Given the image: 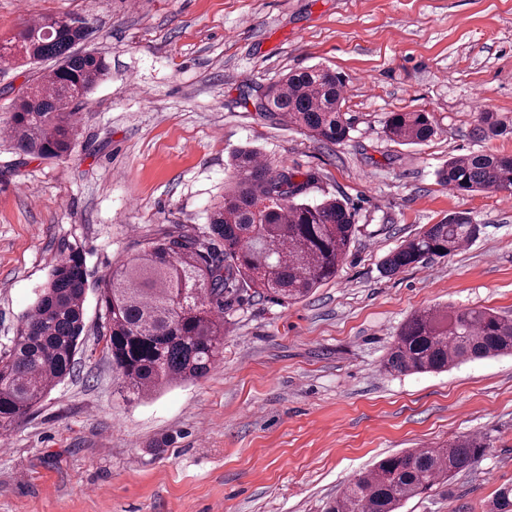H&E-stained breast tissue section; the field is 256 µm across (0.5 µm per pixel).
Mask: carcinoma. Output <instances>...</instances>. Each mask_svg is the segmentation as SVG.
Instances as JSON below:
<instances>
[{"label": "carcinoma", "mask_w": 512, "mask_h": 512, "mask_svg": "<svg viewBox=\"0 0 512 512\" xmlns=\"http://www.w3.org/2000/svg\"><path fill=\"white\" fill-rule=\"evenodd\" d=\"M89 36L80 18H44L0 40V63L18 57L52 68L28 81L14 101L6 136L16 153L43 159L68 155L77 139L88 95L108 74L95 52L76 46ZM345 79L330 67L294 70L256 95V111L308 131L324 144L348 137L342 112ZM386 136L401 144L428 141L427 112H393ZM512 129L491 112L478 114L477 135ZM237 182L209 216L203 234H166L103 279L100 304L112 371L122 388L148 398L176 383L204 377L221 360L224 312L253 291L290 303L336 277L357 232L338 198L309 203L308 182L275 170L252 149L232 157ZM459 192L512 193V156L485 151L451 158L438 170ZM480 225L463 214L432 224L405 240L385 261L395 274L444 257L476 240ZM224 252L214 251L215 239ZM85 258L71 250L53 268L22 317L17 336L0 354V430L17 424L72 372L85 329ZM512 354V318L486 308L424 309L411 314L391 345L384 367L397 374L442 372L472 359ZM483 438L460 436L435 448L391 454L350 482L329 512H398L478 462ZM492 512H512V487L500 488Z\"/></svg>", "instance_id": "cac0c4a2"}]
</instances>
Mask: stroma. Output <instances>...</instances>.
Returning <instances> with one entry per match:
<instances>
[{
	"label": "stroma",
	"instance_id": "35a3bbf8",
	"mask_svg": "<svg viewBox=\"0 0 512 512\" xmlns=\"http://www.w3.org/2000/svg\"><path fill=\"white\" fill-rule=\"evenodd\" d=\"M80 17L110 74L63 159L0 136V351L70 248L89 288L76 367L0 433V512H326L385 455L474 434L488 449L402 512H489L512 486V356L399 375L383 357L426 308L512 317V193L458 194L438 169L512 154V0H0V38L31 18ZM346 78L352 129L337 144L255 112L289 71ZM510 133L478 137L477 114ZM430 113L436 135L390 141L393 112ZM253 148L347 203L359 231L334 280L288 305L243 296L225 312L220 363L147 400L112 371L97 285L164 232L204 230ZM464 212L472 245L393 276L404 240Z\"/></svg>",
	"mask_w": 512,
	"mask_h": 512
}]
</instances>
